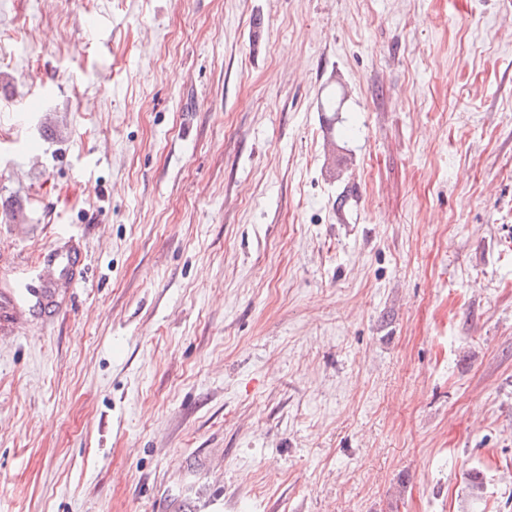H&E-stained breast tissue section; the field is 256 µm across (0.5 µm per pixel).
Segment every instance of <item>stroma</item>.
I'll return each mask as SVG.
<instances>
[{"label": "stroma", "instance_id": "obj_1", "mask_svg": "<svg viewBox=\"0 0 512 512\" xmlns=\"http://www.w3.org/2000/svg\"><path fill=\"white\" fill-rule=\"evenodd\" d=\"M2 297L0 512H512V0H0Z\"/></svg>", "mask_w": 512, "mask_h": 512}]
</instances>
